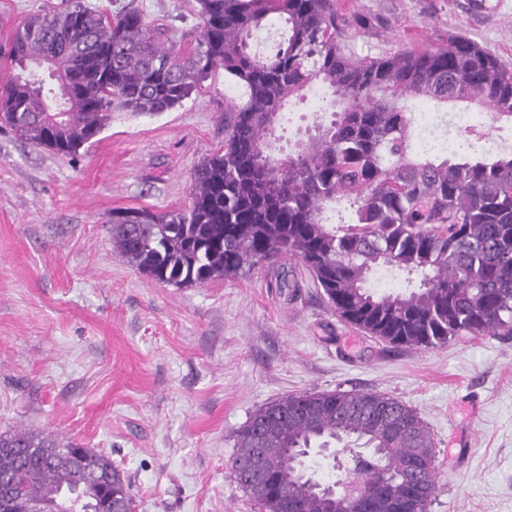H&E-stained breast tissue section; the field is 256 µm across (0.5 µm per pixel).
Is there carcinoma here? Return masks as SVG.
<instances>
[{
	"instance_id": "obj_1",
	"label": "carcinoma",
	"mask_w": 512,
	"mask_h": 512,
	"mask_svg": "<svg viewBox=\"0 0 512 512\" xmlns=\"http://www.w3.org/2000/svg\"><path fill=\"white\" fill-rule=\"evenodd\" d=\"M201 38L159 42L128 3L113 13L71 0L29 16L0 47V123L25 143L70 156L115 111L159 114L218 71L245 97L224 103V144L193 172L190 205L112 211L113 249L177 287L299 262L338 316L395 347L512 335V149L470 126L465 151L417 149L410 102L474 104L512 123V69L461 36L368 58L346 45L333 0H195ZM270 53L253 52L269 19ZM331 94L327 123L282 155L276 125L313 85ZM348 205L350 219L327 223ZM380 270L399 292L369 287ZM232 469L263 512H328L312 479L287 478L291 454L334 448L338 482L366 478L358 512H429L438 491L434 437L418 412L376 391L304 392L259 409L235 432ZM0 512H130L132 485L112 459L48 434L0 433Z\"/></svg>"
}]
</instances>
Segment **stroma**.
Instances as JSON below:
<instances>
[{"label":"stroma","mask_w":512,"mask_h":512,"mask_svg":"<svg viewBox=\"0 0 512 512\" xmlns=\"http://www.w3.org/2000/svg\"><path fill=\"white\" fill-rule=\"evenodd\" d=\"M177 46H195V0H132ZM337 0L349 50L375 58L468 37L512 67V0ZM216 74L156 115H112L71 157L0 127V433L19 428L119 464L135 512H260L232 469L234 432L291 393L373 390L415 409L436 443L429 512H512V336L392 347L339 319L309 274L281 264L205 285L153 281L112 247L113 210L191 201L195 165L224 142ZM326 114L290 104L283 148Z\"/></svg>","instance_id":"35a3bbf8"}]
</instances>
